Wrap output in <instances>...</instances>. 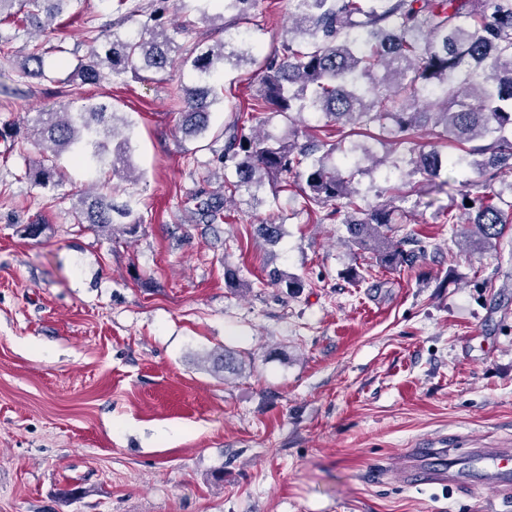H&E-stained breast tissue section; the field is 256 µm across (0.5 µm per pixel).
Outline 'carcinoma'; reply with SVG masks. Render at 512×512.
<instances>
[{
  "label": "carcinoma",
  "instance_id": "cac0c4a2",
  "mask_svg": "<svg viewBox=\"0 0 512 512\" xmlns=\"http://www.w3.org/2000/svg\"><path fill=\"white\" fill-rule=\"evenodd\" d=\"M256 0H223V11H200V20L220 22L224 40L205 45L181 41L184 30L168 29L166 8L139 11V29L123 30L127 16L87 37L83 55L75 57L72 76L82 84L124 82L164 77L175 63L189 80L177 85L182 101L178 126L186 136H202L209 128L217 93L212 85L224 65L239 67L254 60L253 33L241 27ZM291 20L285 36L265 58L258 87L251 98L249 120L261 121L270 112L288 121V134L275 137L246 127L236 116L224 125V148L218 159L230 162L224 175V193L195 194L198 221L221 224L224 194L268 184L272 199L298 187L304 210L313 216L331 207L324 218L345 225L347 243L371 250L386 268L411 264L413 240L393 236L392 225L403 223L399 209L387 201L363 208L355 200L352 181L358 162L351 160L342 142L330 140L329 128L359 124L388 133L407 150L409 174L431 179L448 160L435 149L415 148V137L431 124L430 135L469 145L468 154L481 155L479 174L484 185L512 175V0H289ZM82 0H0V47L10 45L32 29L46 30L63 13L82 16ZM65 53L60 45L36 44L17 62L21 79L58 83L61 97L73 95L69 81H59L45 67V55ZM428 102L436 112H419ZM325 119L321 127L303 119L305 110ZM131 123L113 106L79 97L59 112L40 114L34 145L40 158L28 162L25 176L42 187L57 186V162L69 153L85 166L108 168L112 178H131V137L111 139L119 126ZM321 130L300 143L302 129ZM79 224L101 233L125 224L136 233L142 218L129 204L114 203L112 195L81 190L76 193ZM465 226L459 237L479 253L512 234V202L487 191L469 198ZM271 284L296 294L302 278L274 269ZM215 373L238 371L230 353L211 357Z\"/></svg>",
  "mask_w": 512,
  "mask_h": 512
}]
</instances>
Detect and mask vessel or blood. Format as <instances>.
I'll return each instance as SVG.
<instances>
[{
  "instance_id": "1",
  "label": "vessel or blood",
  "mask_w": 512,
  "mask_h": 512,
  "mask_svg": "<svg viewBox=\"0 0 512 512\" xmlns=\"http://www.w3.org/2000/svg\"><path fill=\"white\" fill-rule=\"evenodd\" d=\"M435 449L412 448L399 473L401 480L417 484L455 486L463 481L477 484L486 477H494L503 493L512 492V450L507 448H476L469 457L466 471L435 464Z\"/></svg>"
}]
</instances>
